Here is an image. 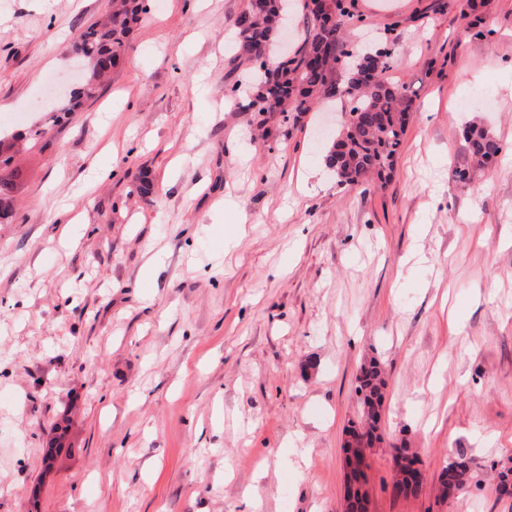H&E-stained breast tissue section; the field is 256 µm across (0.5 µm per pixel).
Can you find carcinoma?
I'll return each instance as SVG.
<instances>
[{"label": "carcinoma", "mask_w": 512, "mask_h": 512, "mask_svg": "<svg viewBox=\"0 0 512 512\" xmlns=\"http://www.w3.org/2000/svg\"><path fill=\"white\" fill-rule=\"evenodd\" d=\"M313 27L308 32V48L298 60L279 63L266 57L272 35L279 25V0L250 2L237 21L241 54L258 69L277 71L276 79L265 84L250 103L253 112L281 107L290 112H308L321 99L339 97L349 104L347 120L325 156L326 166L341 183H353L361 176L392 167L408 124V90L383 76L389 68V49H365L348 54L345 66L352 76L342 85L333 80L337 50L346 46L343 33L354 20L344 0H311ZM143 13V0H112V11L81 29L72 50L86 58L91 70L68 111H75L82 99L95 95L100 78L119 66L129 36ZM471 164L455 170L462 184L472 180L476 170L493 161L501 146L484 128L468 126L463 131ZM387 382L380 365L373 361L362 367L356 391L361 396V437L372 441L380 429ZM396 473L418 462L413 449L403 444L394 448ZM472 479L469 461L459 456L441 470L438 491L450 498L448 487L462 490Z\"/></svg>", "instance_id": "1"}]
</instances>
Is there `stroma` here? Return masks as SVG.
<instances>
[{
	"label": "stroma",
	"instance_id": "35a3bbf8",
	"mask_svg": "<svg viewBox=\"0 0 512 512\" xmlns=\"http://www.w3.org/2000/svg\"><path fill=\"white\" fill-rule=\"evenodd\" d=\"M246 2L145 0L123 65L70 112L88 70L71 39L110 0H0V137L17 140L0 166V512H344L372 359L388 386L369 512H512L495 495L512 467V0H477L478 38L462 0H351L348 47L392 48L411 104L391 176L353 185L323 161L344 110L233 93ZM473 122L502 151L463 186ZM403 442L416 498L393 490ZM461 455L474 478L441 499Z\"/></svg>",
	"mask_w": 512,
	"mask_h": 512
}]
</instances>
